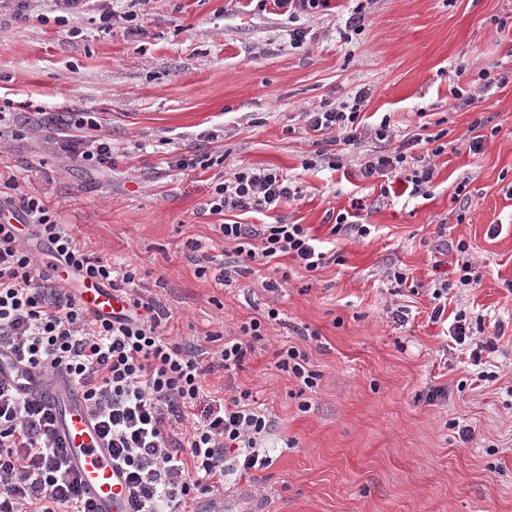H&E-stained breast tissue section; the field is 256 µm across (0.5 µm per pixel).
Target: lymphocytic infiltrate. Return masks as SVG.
I'll return each instance as SVG.
<instances>
[{
    "label": "lymphocytic infiltrate",
    "instance_id": "1",
    "mask_svg": "<svg viewBox=\"0 0 512 512\" xmlns=\"http://www.w3.org/2000/svg\"><path fill=\"white\" fill-rule=\"evenodd\" d=\"M366 90L337 106L306 113L319 155L340 163L336 146H377L365 154L363 177L395 178L411 194L426 192L433 160L446 149L439 135L414 134L395 143L389 117L377 127L361 116ZM76 132L59 150L91 167L112 163V140L89 113L70 119ZM297 186L275 168L240 167L216 180L203 209L212 215L273 210L293 199ZM0 206L17 217L0 223V349L17 362L51 373L67 371L98 421L113 462L126 471L134 512H189L202 498L224 491V470L248 475L268 468L263 446L273 431L270 413L251 390L228 385L207 397L206 376L221 367L233 376L264 338V319L242 323L205 362L202 350L171 338L166 313L147 296L136 267L116 264L77 243L43 201L8 180ZM225 245L239 264H269L289 256L306 271L328 262L322 241L301 224H221ZM91 280L121 294L127 307L109 318L90 314L67 288L68 277ZM207 408H200L201 399ZM0 512H93L82 480L68 467L54 416L0 379Z\"/></svg>",
    "mask_w": 512,
    "mask_h": 512
}]
</instances>
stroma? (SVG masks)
Listing matches in <instances>:
<instances>
[{"label":"stroma","instance_id":"1","mask_svg":"<svg viewBox=\"0 0 512 512\" xmlns=\"http://www.w3.org/2000/svg\"><path fill=\"white\" fill-rule=\"evenodd\" d=\"M360 4L366 26L344 42ZM50 9L32 0L31 18L0 17V110L23 131L0 141V182L41 198L88 250L137 266L182 342L213 351L210 334L281 312L234 378L218 367L207 382L251 390L275 437L295 445L271 448V465L251 475L227 472L223 498L194 512H512V83L448 107L452 84L512 70V0H330L302 17L308 35L297 48L274 0H150L138 32L100 31L85 13L59 24ZM363 87L365 114L389 117L397 135L444 127L456 141L436 158L426 193L394 182L382 194L362 177L359 151L337 170L316 156L305 113ZM75 112L111 136V167L61 155L58 135ZM478 118L499 133L473 155L466 137ZM212 129L223 140L202 141ZM217 147L223 166L176 165ZM247 165L282 169L299 194L273 211L203 213L218 177ZM356 203L371 234L331 235ZM223 220L305 225L336 260L309 272L282 257L216 285L195 275L186 243L233 265L216 230ZM466 261L479 287L459 285ZM443 281L452 288L436 320ZM459 313L474 340L495 336L494 349L475 360L452 341ZM286 346L320 371L314 391L276 369Z\"/></svg>","mask_w":512,"mask_h":512}]
</instances>
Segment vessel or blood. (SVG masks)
Returning a JSON list of instances; mask_svg holds the SVG:
<instances>
[{
  "mask_svg": "<svg viewBox=\"0 0 512 512\" xmlns=\"http://www.w3.org/2000/svg\"><path fill=\"white\" fill-rule=\"evenodd\" d=\"M79 296L93 313L106 315L122 306L115 293L92 281L81 283ZM9 376L16 378L23 393L42 398L50 405L67 464L81 478L83 493L95 512H132L126 473L113 463L112 450L100 436L95 417L66 372L60 370L51 376L34 370L14 374L0 359V378Z\"/></svg>",
  "mask_w": 512,
  "mask_h": 512,
  "instance_id": "obj_1",
  "label": "vessel or blood"
}]
</instances>
